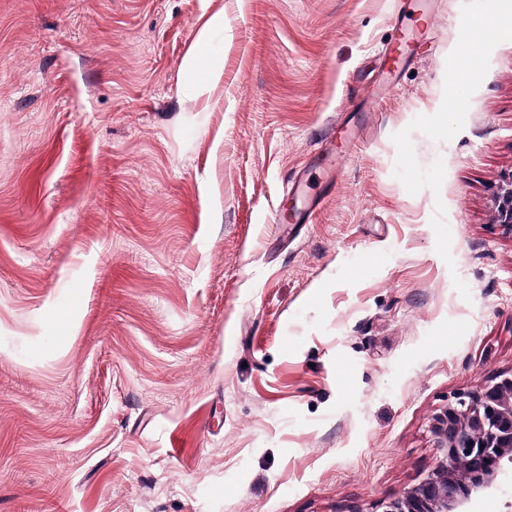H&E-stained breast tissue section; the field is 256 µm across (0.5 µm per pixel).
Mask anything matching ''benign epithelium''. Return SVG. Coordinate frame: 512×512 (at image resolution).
Wrapping results in <instances>:
<instances>
[{
    "mask_svg": "<svg viewBox=\"0 0 512 512\" xmlns=\"http://www.w3.org/2000/svg\"><path fill=\"white\" fill-rule=\"evenodd\" d=\"M491 221L512 233L511 171L496 187ZM429 432L435 466L403 494L378 501V512H467L472 497L496 487L512 457V371L458 393L432 416Z\"/></svg>",
    "mask_w": 512,
    "mask_h": 512,
    "instance_id": "obj_1",
    "label": "benign epithelium"
}]
</instances>
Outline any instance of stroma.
<instances>
[{"label":"stroma","instance_id":"35a3bbf8","mask_svg":"<svg viewBox=\"0 0 512 512\" xmlns=\"http://www.w3.org/2000/svg\"><path fill=\"white\" fill-rule=\"evenodd\" d=\"M414 2L0 0V512H373L434 467L512 370V38L459 37L512 0ZM494 224H500L512 233V172H505L495 191V206L491 215Z\"/></svg>","mask_w":512,"mask_h":512}]
</instances>
